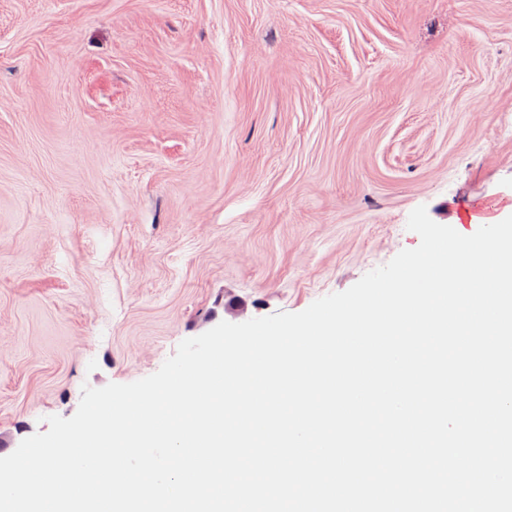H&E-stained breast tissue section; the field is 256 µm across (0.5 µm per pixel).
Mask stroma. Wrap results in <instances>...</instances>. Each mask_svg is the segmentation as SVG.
Wrapping results in <instances>:
<instances>
[{"label":"stroma","instance_id":"obj_1","mask_svg":"<svg viewBox=\"0 0 512 512\" xmlns=\"http://www.w3.org/2000/svg\"><path fill=\"white\" fill-rule=\"evenodd\" d=\"M421 205L512 210V0H0V457Z\"/></svg>","mask_w":512,"mask_h":512}]
</instances>
